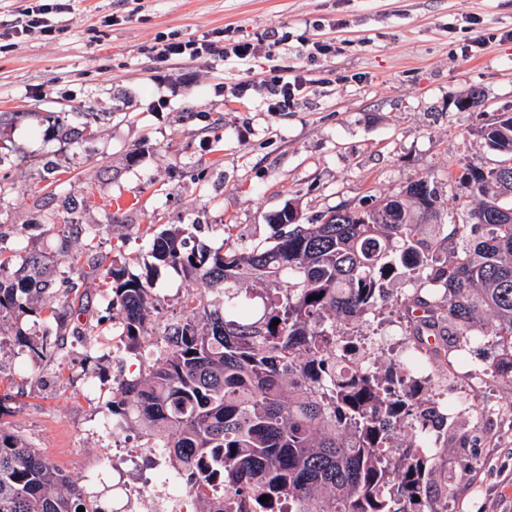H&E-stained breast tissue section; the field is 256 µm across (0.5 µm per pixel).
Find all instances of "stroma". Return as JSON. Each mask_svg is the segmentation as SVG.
<instances>
[{
	"instance_id": "35a3bbf8",
	"label": "stroma",
	"mask_w": 512,
	"mask_h": 512,
	"mask_svg": "<svg viewBox=\"0 0 512 512\" xmlns=\"http://www.w3.org/2000/svg\"><path fill=\"white\" fill-rule=\"evenodd\" d=\"M58 21L65 30L55 38L34 31L0 49V113L14 116L0 124V248L40 255L56 281L78 246L65 221L85 186L97 204L78 209V219L100 226L108 260L141 252L143 232L173 224L209 249L257 244L288 203L314 221L420 179L451 203L466 201L454 174L494 164L480 129L512 113V0H69ZM218 31L253 43L274 31L287 42L246 65L217 56L160 63L151 51L163 34ZM304 39L332 40L339 50L313 63L301 53ZM468 41L479 48L465 59ZM272 68L304 72L309 96L271 112L259 93L231 94ZM39 86L46 93L37 97ZM474 91L480 104L459 111ZM84 110L102 115L89 136L80 133ZM54 112L68 113V132L53 129ZM155 283L150 340L181 313L184 295L206 290L169 268ZM412 290L395 281L378 315L357 326L382 367L410 343L399 299ZM83 303L86 336L51 318L58 301L49 295L18 319L57 343V356L0 340V429L84 484L88 507L112 512L129 470L102 454L113 443L109 406L141 362L112 350L111 292L90 289ZM496 342L481 337L431 385L456 405L435 475L440 489L455 478L451 512H512V383L473 376ZM464 438L478 439V450L461 447Z\"/></svg>"
}]
</instances>
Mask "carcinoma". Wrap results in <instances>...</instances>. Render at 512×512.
I'll return each instance as SVG.
<instances>
[{"mask_svg":"<svg viewBox=\"0 0 512 512\" xmlns=\"http://www.w3.org/2000/svg\"><path fill=\"white\" fill-rule=\"evenodd\" d=\"M480 134L502 159L463 168L471 201L448 233L439 224L418 233L443 206L420 180L381 217L340 205L305 224L288 203L265 244L190 248L178 225L149 241L151 267L200 278L218 300L183 299L184 313L151 344L156 358L118 383L112 425L144 433L174 482L194 493V512H448L430 495L438 449L448 447V406L423 395L421 373L489 334L498 349L482 373L512 383V113ZM69 224L79 247L55 318L77 320L81 333L80 289L106 285L126 349L143 357L152 281L128 274L136 256L105 266L99 230ZM12 264L0 276V330L50 288L38 258L0 249V271ZM398 277L416 285L400 302L412 347L387 375L365 353H349L361 340L342 325L368 321ZM81 506L90 512L81 486L0 429V512Z\"/></svg>","mask_w":512,"mask_h":512,"instance_id":"cac0c4a2","label":"carcinoma"}]
</instances>
